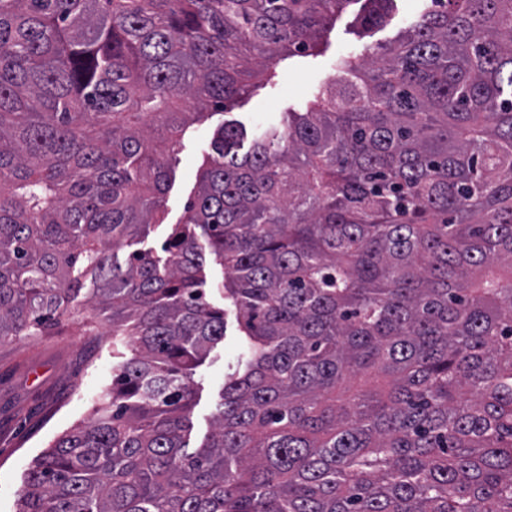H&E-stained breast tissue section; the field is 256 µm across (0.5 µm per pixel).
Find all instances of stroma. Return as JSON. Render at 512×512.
<instances>
[{
	"label": "stroma",
	"instance_id": "obj_1",
	"mask_svg": "<svg viewBox=\"0 0 512 512\" xmlns=\"http://www.w3.org/2000/svg\"><path fill=\"white\" fill-rule=\"evenodd\" d=\"M431 0H395L387 23L362 32L361 6L353 0L323 34L319 51L282 59L272 80L257 79L249 95L226 111L206 114L187 126L170 163L172 172L162 223L152 225L140 246L160 250L172 224L182 217L197 191V174L217 127L238 123L247 133L283 128L286 113L306 111L311 97L333 73L337 59L396 38ZM212 282L211 300L224 310V342L214 349L197 376L201 397L192 411V443H201L219 400L224 377L240 353V331L234 306L218 286L226 277L216 263L205 265ZM90 311L73 312L47 336H20L0 341V512H15L25 470L58 436L85 422L91 407L112 382V337L108 322L93 332L80 328Z\"/></svg>",
	"mask_w": 512,
	"mask_h": 512
}]
</instances>
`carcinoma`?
Returning a JSON list of instances; mask_svg holds the SVG:
<instances>
[{
  "label": "carcinoma",
  "instance_id": "obj_1",
  "mask_svg": "<svg viewBox=\"0 0 512 512\" xmlns=\"http://www.w3.org/2000/svg\"><path fill=\"white\" fill-rule=\"evenodd\" d=\"M352 2L0 0V340L89 294L116 359L15 512H512V0H434L244 152L221 125L162 254L111 253L164 219L187 109ZM208 258L244 354L193 447Z\"/></svg>",
  "mask_w": 512,
  "mask_h": 512
}]
</instances>
